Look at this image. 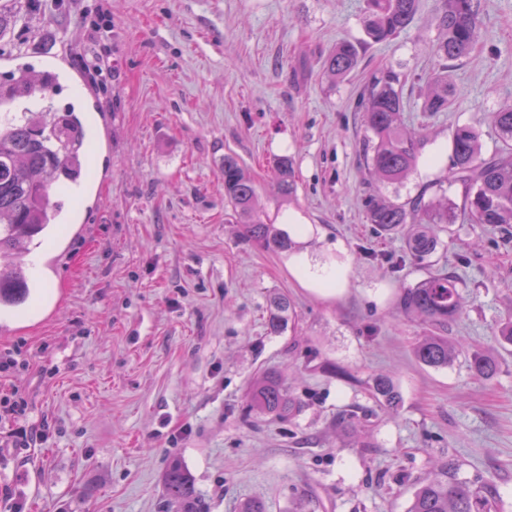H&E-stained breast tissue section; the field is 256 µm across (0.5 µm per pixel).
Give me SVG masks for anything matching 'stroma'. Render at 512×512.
<instances>
[{
  "label": "stroma",
  "mask_w": 512,
  "mask_h": 512,
  "mask_svg": "<svg viewBox=\"0 0 512 512\" xmlns=\"http://www.w3.org/2000/svg\"><path fill=\"white\" fill-rule=\"evenodd\" d=\"M433 7L422 0L409 28L366 47L335 83L323 61L340 40L364 41L365 0H31L0 55L99 61L96 83L60 84L53 105L113 114L110 144L93 155L111 176L82 228L60 233L46 288L55 310L0 332V356L16 362L0 395L24 397L27 425L47 431L31 441L0 419V512H160L175 457L205 512L245 500L266 512H407L416 481L447 458L459 478L495 488L493 512H512V345L495 334L512 316V235L452 224L416 263L402 235L367 220L355 107L374 69L408 73L404 126L428 133L417 170L384 190L402 201L444 178L455 124L476 125L491 153L488 115L512 104V0H482L477 47L452 72L454 105L422 111ZM228 153L269 220L304 218L287 231L296 252L340 269L335 295L310 290L290 255L241 238L224 203ZM283 156L287 200L272 173ZM431 271L458 281L448 334L496 356L492 378L461 358L443 369L415 359L431 328L397 301ZM276 294L295 321L274 335ZM381 371L400 388L397 409L367 390ZM266 372L299 403L290 419L250 411Z\"/></svg>",
  "instance_id": "1"
}]
</instances>
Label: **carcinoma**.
<instances>
[{"instance_id": "1", "label": "carcinoma", "mask_w": 512, "mask_h": 512, "mask_svg": "<svg viewBox=\"0 0 512 512\" xmlns=\"http://www.w3.org/2000/svg\"><path fill=\"white\" fill-rule=\"evenodd\" d=\"M421 0H366L363 27L366 43L383 44L407 29L420 11ZM432 22L440 37L430 47L437 59L422 110L446 112L455 100L451 78L454 64L469 57L479 41L481 0H436ZM363 45L340 41L328 52L324 71L332 81L346 79L359 65ZM409 74L392 67L372 73L363 85L357 111L371 137L363 144L365 173L378 186L400 185L417 169L427 142L423 132L404 130L403 87ZM12 85L24 99L40 107H23L0 119V300L15 302L29 296L32 285L24 273L22 252L41 244L39 237L52 222V211L62 208L49 200L50 188L78 181L83 173L87 149L71 116L74 108L62 112L52 107V79L13 74ZM498 130L500 146L491 154L481 152L476 126L458 124L451 133L448 180L462 184V203L442 195L432 200L418 196L404 202L382 193L370 197L367 218L384 234H397L406 225L408 253L423 261L437 246V230L442 224H486L512 226V106L490 115ZM224 200L237 216L241 237L260 248L287 253L294 243L278 225L265 223L258 207L256 186L238 158L224 155ZM274 179L285 197L294 191L288 158L278 159ZM290 305L284 296L271 299L266 327L279 334L288 327ZM398 308L416 314L435 328L413 348L415 358L430 367H445L465 356L469 369L490 379L498 369L488 353L464 351L461 343L445 336L448 323L461 312V300L454 277L431 274L403 289ZM375 400L389 409L401 403L393 377L375 375L371 383ZM250 406L258 414L288 418L293 401L281 380L272 374L256 378L250 387ZM453 461H439L434 471L418 480L407 512H491L495 492L490 486L476 487L457 477ZM162 512H204L193 480L183 463L169 461L163 475Z\"/></svg>"}]
</instances>
